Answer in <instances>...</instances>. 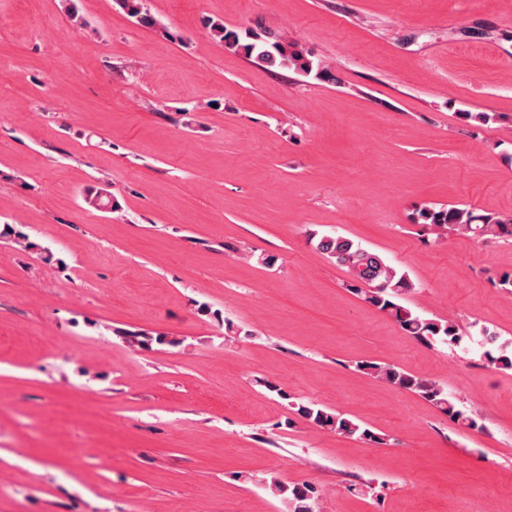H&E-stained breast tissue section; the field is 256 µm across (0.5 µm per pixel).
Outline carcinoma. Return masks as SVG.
Listing matches in <instances>:
<instances>
[{
  "mask_svg": "<svg viewBox=\"0 0 512 512\" xmlns=\"http://www.w3.org/2000/svg\"><path fill=\"white\" fill-rule=\"evenodd\" d=\"M121 9L134 17L144 26L154 24L152 16L145 9L142 0H116ZM208 35L213 40L228 47L243 50L265 63L293 68L305 74L316 72V76L326 75L325 69L313 68L292 50V45L283 40L241 42L240 35L227 30L224 25L211 22L207 25ZM419 218L436 236L450 234L471 235L475 238L487 235L512 238V214L476 215L469 208L425 207L420 210ZM316 250L345 268L352 277L350 289L364 294V300L375 308L391 316L400 327L418 341L431 344L439 341H455L458 332L455 323L450 320L426 318L401 305L399 299L412 292L416 284L410 276L388 264L381 256L362 247L360 244L342 235H310ZM485 343L490 349L485 357L490 365L498 369H512V345L497 343L496 334L483 330ZM358 368L367 371L374 378L420 394L425 400L437 407L451 419L466 426H474V421L448 398V393L435 382L416 377L394 365L360 363ZM295 413L314 425L334 431L338 434L356 436L374 445L385 444V439L362 426L360 423L334 413L314 402L294 404ZM271 492L281 497L288 505L289 512H318V496L309 485H290L274 479L269 485Z\"/></svg>",
  "mask_w": 512,
  "mask_h": 512,
  "instance_id": "cac0c4a2",
  "label": "carcinoma"
}]
</instances>
